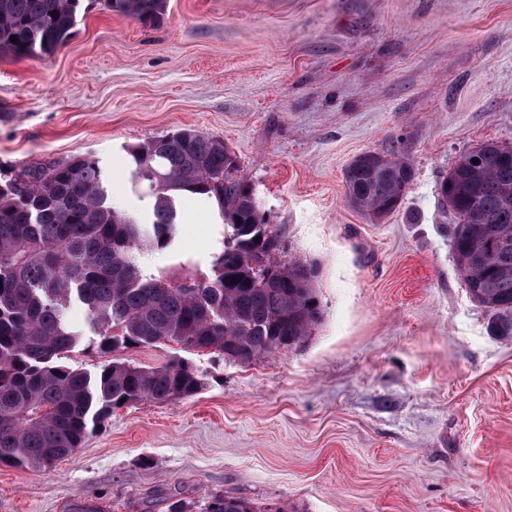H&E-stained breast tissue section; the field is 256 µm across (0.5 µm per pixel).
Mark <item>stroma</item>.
I'll return each mask as SVG.
<instances>
[{
    "instance_id": "35a3bbf8",
    "label": "stroma",
    "mask_w": 512,
    "mask_h": 512,
    "mask_svg": "<svg viewBox=\"0 0 512 512\" xmlns=\"http://www.w3.org/2000/svg\"><path fill=\"white\" fill-rule=\"evenodd\" d=\"M182 129L220 139L256 188L282 261L314 272L303 343L249 364L169 341L122 351L188 363L204 385L112 411L57 464L0 465V512H204L212 495L284 512H512V336L471 299L438 184L486 141L512 147V0H167L154 26L96 0L44 59L0 56V168L87 156L111 202L146 214L130 146ZM404 151L415 178L376 224L343 172ZM179 283L224 240L193 200ZM70 362L104 363L79 303Z\"/></svg>"
}]
</instances>
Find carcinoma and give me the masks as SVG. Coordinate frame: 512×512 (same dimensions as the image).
Listing matches in <instances>:
<instances>
[{"label": "carcinoma", "instance_id": "cac0c4a2", "mask_svg": "<svg viewBox=\"0 0 512 512\" xmlns=\"http://www.w3.org/2000/svg\"><path fill=\"white\" fill-rule=\"evenodd\" d=\"M83 0H0V55H54L82 19ZM116 13L154 24L166 0H103ZM18 42H10L11 37ZM135 180L148 187L151 221L108 202L91 157L12 169L0 179V464L42 468L72 454L87 432L123 404L191 397L202 382L186 363L144 367L107 360L92 377L65 364L79 344L66 323L83 305L102 356L175 341L250 364L310 336L320 306L307 266L281 263V245L220 140L191 129L128 148ZM415 178L402 152L367 151L344 173L346 196L366 217L401 206ZM512 147L484 142L459 157L439 185L457 268L470 297L512 335ZM212 201L224 224L211 275L192 289L147 274L141 250L173 246L179 198ZM240 281L233 282V277ZM205 512L260 510L247 498L212 495Z\"/></svg>", "mask_w": 512, "mask_h": 512}]
</instances>
